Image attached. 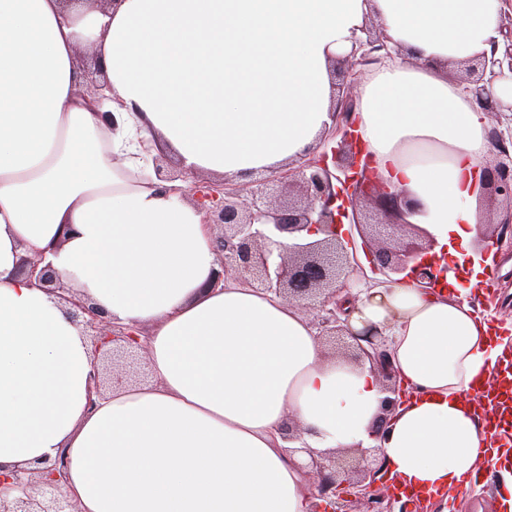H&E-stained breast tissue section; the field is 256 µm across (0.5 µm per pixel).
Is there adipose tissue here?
<instances>
[{"mask_svg":"<svg viewBox=\"0 0 512 512\" xmlns=\"http://www.w3.org/2000/svg\"><path fill=\"white\" fill-rule=\"evenodd\" d=\"M501 0H0V471L67 462L78 512H309L311 453L369 448L383 397L369 366L325 357L292 304L227 279L205 214L157 180L166 147L191 172L242 178L295 162L331 124L332 62L366 19L394 59L361 88L358 133L405 213L464 266L479 237L486 116L448 76L502 43ZM116 124L81 88L87 39ZM74 232L62 236L63 225ZM121 325L146 326L145 385L89 406L93 360L70 306L22 257ZM447 274L431 290L364 286L348 327L384 337L408 399L382 446L397 482L468 487L496 457L466 394L504 346ZM302 429L288 442L286 417Z\"/></svg>","mask_w":512,"mask_h":512,"instance_id":"ef3b65f1","label":"adipose tissue"}]
</instances>
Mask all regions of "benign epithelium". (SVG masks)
I'll use <instances>...</instances> for the list:
<instances>
[{
  "mask_svg": "<svg viewBox=\"0 0 512 512\" xmlns=\"http://www.w3.org/2000/svg\"><path fill=\"white\" fill-rule=\"evenodd\" d=\"M366 38L355 40L351 53L336 60V71L345 77L362 73L369 65L390 56L386 36L374 25L362 28ZM506 42L502 56L498 47L490 55L463 62V82L482 110L497 120L509 117L512 104L505 105L492 93L493 83L512 75V22L500 28ZM332 111L330 135L340 137L331 151H313L288 167L280 180L259 179L246 187L219 183L198 186L195 201L207 214V223L224 228L217 244L220 270L215 281L232 277L253 288L317 309L318 335L336 339L347 335L354 340L351 359L371 362L381 377L382 416L372 437L384 435V421L405 401L397 384V373L387 349L377 340L378 332L368 328L352 333L338 313L340 296L353 297L352 275L359 266L352 232L341 233L349 221L362 239L371 270L382 276V284L414 280L426 288L444 281L450 266L429 255L431 240L417 243L403 238L417 225L402 223L403 210L414 204L403 191L390 190L362 164L364 150L357 129V99L350 87L339 83ZM493 147L492 158L484 162L481 189L501 207L500 221L486 225L480 235L478 253L484 259L500 254L512 245V151L505 132L494 125L486 130ZM374 205V214L361 218L357 206ZM321 233L323 238L305 241L301 233ZM21 269L35 285L72 306L71 315L82 320L84 333L94 346L95 394L116 384L129 382L134 371L131 351L140 345V328L113 323L102 308L73 297L61 285L52 266L40 258L25 259ZM308 475L317 480L312 512H342V486L358 485L385 471V461L370 449L341 448L326 456L310 455ZM66 481V459L59 456L48 471L16 470L0 474V512H74L73 504L58 495Z\"/></svg>",
  "mask_w": 512,
  "mask_h": 512,
  "instance_id": "7a95c632",
  "label": "benign epithelium"
}]
</instances>
